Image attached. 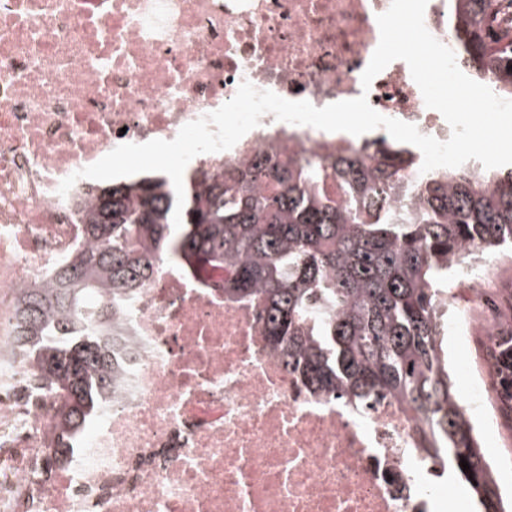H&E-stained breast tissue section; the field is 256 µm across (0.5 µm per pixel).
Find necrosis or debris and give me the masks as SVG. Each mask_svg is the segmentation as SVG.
<instances>
[{
  "instance_id": "4bbe7bcc",
  "label": "necrosis or debris",
  "mask_w": 512,
  "mask_h": 512,
  "mask_svg": "<svg viewBox=\"0 0 512 512\" xmlns=\"http://www.w3.org/2000/svg\"><path fill=\"white\" fill-rule=\"evenodd\" d=\"M391 0H0V512H464L414 446L395 399L366 412L309 394L228 303V267L160 264L116 327L121 368L62 461L55 402L17 347L25 288L87 247L94 180L60 182L123 143L174 139L242 81L316 107L366 95L447 140L406 62L363 87ZM360 136L265 115L231 149L194 157L198 186L277 153L324 158Z\"/></svg>"
}]
</instances>
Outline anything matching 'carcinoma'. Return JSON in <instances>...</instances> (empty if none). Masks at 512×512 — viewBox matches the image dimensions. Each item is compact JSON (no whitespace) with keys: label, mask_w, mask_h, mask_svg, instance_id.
Here are the masks:
<instances>
[{"label":"carcinoma","mask_w":512,"mask_h":512,"mask_svg":"<svg viewBox=\"0 0 512 512\" xmlns=\"http://www.w3.org/2000/svg\"><path fill=\"white\" fill-rule=\"evenodd\" d=\"M448 0V29L476 75L512 96L504 2ZM411 152L388 138L328 160L257 158L198 192L112 183L84 210L88 248L55 284L24 289L18 340L57 401L62 448L95 417L118 372L116 316L158 263L226 265L224 298L261 309L269 344L314 392L366 411L397 399L429 457L450 462L479 512H512L448 368L443 297L452 272L512 246V171L460 166L418 186ZM466 460L470 470L460 466Z\"/></svg>","instance_id":"cac0c4a2"}]
</instances>
